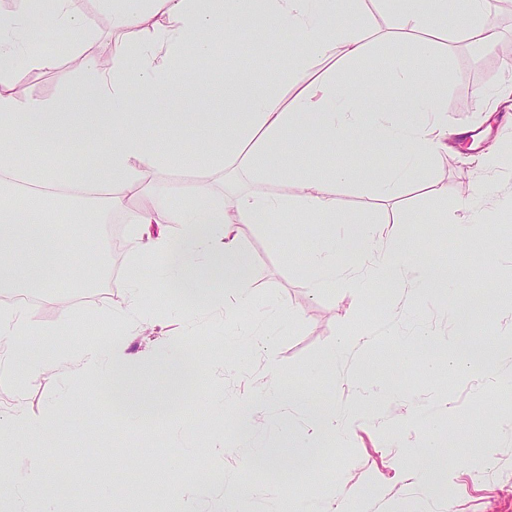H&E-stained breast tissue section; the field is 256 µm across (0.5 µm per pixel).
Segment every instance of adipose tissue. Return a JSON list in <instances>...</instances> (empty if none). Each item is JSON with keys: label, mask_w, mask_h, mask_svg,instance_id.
<instances>
[{"label": "adipose tissue", "mask_w": 512, "mask_h": 512, "mask_svg": "<svg viewBox=\"0 0 512 512\" xmlns=\"http://www.w3.org/2000/svg\"><path fill=\"white\" fill-rule=\"evenodd\" d=\"M364 0H112V63L86 60L83 92L65 107L55 101L20 98L16 88L26 70L53 67L56 60L32 36L18 38L21 25L41 22L45 14L35 0H20L12 13L0 12V185L16 182L65 184L58 169L30 161L17 149L19 141L45 149L68 143L97 146L94 163L82 171L83 184L95 187L122 184L141 178L144 170L165 164L180 154L178 132L191 124L206 128L202 141L215 163L232 159L248 172L278 173L285 164L311 150L338 145L349 148L362 141L394 142L400 149L398 165L371 174L376 194L394 198L399 185L413 179L423 160L448 150V121L441 110L418 94L422 76L431 72L428 37L447 33L455 20L448 15V0H385L391 35L399 40L423 35L414 55L391 60L387 72L366 64L367 45L359 30H333L326 22L342 14H356ZM262 8L264 29L275 36L289 32L294 49L288 67L262 66L261 88L240 76L220 79L209 68L189 62L205 57L214 38L235 41L241 25ZM154 24L138 51L128 37L146 18ZM340 53V67L312 77V62ZM138 82L144 105H132L131 82ZM230 87L240 112L225 114L213 123L208 113L186 107L190 88ZM112 134L100 139L103 127ZM168 127L171 136L158 147L153 133ZM296 198L288 200L260 192L238 195L232 209L203 200L184 203L146 190L147 202L136 214L145 255L159 258L165 284L202 298L209 309L238 313L251 299V283L239 244L243 224L279 221L291 210L306 213L326 225L328 234L319 250L307 259L310 286L318 290L334 283L377 282L402 296L406 286L404 264L411 254L405 241L390 240L381 224H368L340 215L326 198L323 181L314 172L300 175ZM37 207L28 202L0 204V294L18 288L38 292L51 287L54 272L72 264L73 254L42 224L41 214L59 202L42 193ZM154 224H175L177 237L153 236ZM355 255L353 266L337 264L340 253ZM417 293L451 297L457 330L449 342L444 365L459 373L479 369L495 377L503 388L512 387V374L503 371L504 356L512 354V340L478 341L470 334L477 313H489L480 297L454 295L457 272L430 263L415 271ZM129 303L113 317L124 326V338L107 337L75 351L68 369L73 373L96 370L106 364L103 384L114 401L130 414L136 426L143 407L135 393L146 369L134 360L128 337L137 335L144 321L145 286L137 278L126 283ZM29 307L20 304L0 312V371L22 367L28 382L47 378L54 354L27 358L18 342L34 335ZM307 420L316 437L338 436L343 424L358 417L356 407L329 409L308 403Z\"/></svg>", "instance_id": "1"}]
</instances>
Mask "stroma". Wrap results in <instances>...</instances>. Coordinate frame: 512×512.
Segmentation results:
<instances>
[{
	"label": "stroma",
	"instance_id": "stroma-1",
	"mask_svg": "<svg viewBox=\"0 0 512 512\" xmlns=\"http://www.w3.org/2000/svg\"><path fill=\"white\" fill-rule=\"evenodd\" d=\"M76 6L91 36L37 25L34 34L46 49L68 42L73 50L52 69L24 73L18 86L22 97L58 101L78 94L83 57L111 58L112 17L102 0H77ZM487 12L498 32L493 47L453 36L438 42L446 57L445 80L424 81L419 93L436 101L448 119V154L425 161L420 178L403 184L395 199L379 200L368 180L371 172L398 163L400 155L391 144L329 147L303 154L296 163L301 170L356 171L355 179L325 186L337 210L387 223L392 237L409 242L411 264L432 259L463 269L455 289L482 296L492 307L491 317L474 321L471 334L479 340L512 339V124L500 120L512 107L495 97L499 88L512 84V69L501 59L512 55V7L489 0ZM331 24L359 28L375 62L386 63L395 52L386 37L389 18L382 0H367L361 15L336 17ZM240 37L251 43L256 61L287 65L289 35L268 37L260 15L244 23ZM478 91L486 92V100L481 108L468 109L467 101ZM461 126L480 133V140L456 136ZM181 138L187 162L151 170L148 178L156 191L177 199L196 195L205 184L207 200H223L224 173L201 155V130L185 127ZM491 151L497 154V166L480 165ZM485 182L494 184V195L478 199L473 208L459 207L463 192ZM112 192L123 198L124 206L113 211L111 222L99 224L93 236H83L67 216H50L52 232L75 241L80 253H90L97 240H106L108 268L79 297L71 290L69 270H62L56 286L41 293L31 308L39 335L24 337L20 347L30 357L50 348L67 353L99 342L114 328L108 310L126 306V282L135 275L147 287L153 320L145 335L129 345L131 354L153 365L138 395L150 398L166 390L168 373L156 361L174 348L197 364L196 384L165 413L145 415L130 433L123 407L98 388L99 372L54 373L19 396L11 390L10 376L0 377V410L18 404L37 420L55 413L65 417L51 446L31 434L24 437L23 447L0 453V467L17 489L13 512H28L31 505L33 493L22 480L34 454L47 467L65 470L51 512H169L175 502L187 512H213L225 487L237 484L262 489V497L252 504L254 512H277L328 494L345 501L358 487L369 495L364 512H512V404L502 405L504 390L477 369L465 377L428 371L409 349L423 333L444 340L452 336L456 323L447 299L418 298L401 308L375 283L311 291L304 259L319 247L326 228L297 213L286 224L240 227V248L251 258L250 311L259 322L252 335L241 336L237 323L196 308L175 290L157 288L155 261L141 254L133 232L132 219L144 198L126 184L113 185ZM476 218L483 224L477 246L462 237ZM364 329L371 336L369 346L354 347L343 360L327 363L341 336ZM274 381L328 408L351 402L366 406L361 421L326 444L314 465L315 477L291 466L249 468L259 449L279 444L271 415H256L249 446L237 442L244 411ZM387 388L398 390V397L378 400ZM478 403L487 409L479 429L448 424L447 478L419 489L412 460L431 432L429 417L452 405L464 411ZM89 411L99 419L97 429L80 422ZM411 415L419 416L418 429L405 427L403 420ZM199 468L209 471L208 481L195 477Z\"/></svg>",
	"mask_w": 512,
	"mask_h": 512
}]
</instances>
